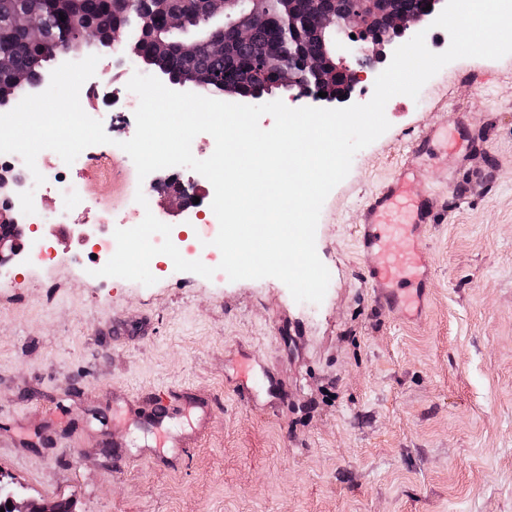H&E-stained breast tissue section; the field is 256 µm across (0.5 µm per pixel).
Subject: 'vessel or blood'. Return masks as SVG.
<instances>
[{"mask_svg": "<svg viewBox=\"0 0 512 512\" xmlns=\"http://www.w3.org/2000/svg\"><path fill=\"white\" fill-rule=\"evenodd\" d=\"M418 171L402 167L371 197L359 229L358 244L366 260V277L375 300L387 309L408 307L423 316L428 302V264L419 250L432 201L409 195Z\"/></svg>", "mask_w": 512, "mask_h": 512, "instance_id": "b4317fda", "label": "vessel or blood"}]
</instances>
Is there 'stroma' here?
<instances>
[{
    "mask_svg": "<svg viewBox=\"0 0 512 512\" xmlns=\"http://www.w3.org/2000/svg\"><path fill=\"white\" fill-rule=\"evenodd\" d=\"M385 115L322 206L318 304L162 254L152 285L96 276L107 255L72 231L93 200L44 184L38 233L64 261H16L0 288V481L74 512H512V55L455 60ZM428 127L445 136L415 156ZM406 163L443 206L417 321L375 306L357 245ZM151 398L188 407L126 415Z\"/></svg>",
    "mask_w": 512,
    "mask_h": 512,
    "instance_id": "35a3bbf8",
    "label": "stroma"
}]
</instances>
